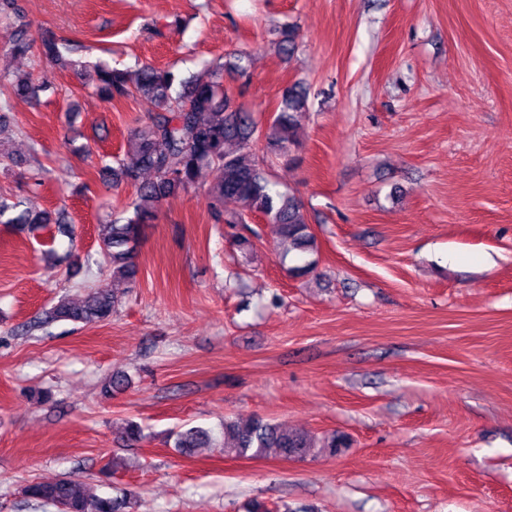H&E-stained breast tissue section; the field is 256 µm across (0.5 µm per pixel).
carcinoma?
Here are the masks:
<instances>
[{
	"mask_svg": "<svg viewBox=\"0 0 512 512\" xmlns=\"http://www.w3.org/2000/svg\"><path fill=\"white\" fill-rule=\"evenodd\" d=\"M10 54L36 56L68 63L72 44L51 33L38 37L28 34L24 25L12 27L8 37ZM224 67L200 73L181 74L146 63L136 70L95 68L98 93L108 101L140 96L153 104L149 122L138 128L128 142L126 156L113 164L102 163L104 181L118 187H134L128 208L129 217H119L97 225L102 267L112 280L129 289L136 285L138 269L135 252L144 227L158 219L163 200L192 188L204 169H213L217 179L207 197L211 218L217 224H243L253 214L262 215L278 228L282 245L301 255L315 250V237L294 196L274 189L266 169L247 160L256 144L264 142L266 153L287 159L299 143L298 116L305 108L307 91L299 84L288 87L282 105L265 128H260L251 113L231 109L223 80ZM47 86L36 82L32 72L0 70V90L4 93L37 96ZM151 172L152 179L143 175ZM233 199L240 210L224 215V200ZM59 217L39 208L29 197L0 195V224H56ZM118 306L113 292L89 289L74 302L66 297L51 309L50 319L91 325L111 320ZM174 448L189 453L208 447V430L190 427L175 431ZM224 452L239 458L262 457L270 453L291 458L329 452L345 447L342 436L320 440L306 432L282 429L259 418L224 419ZM24 496L57 512H134L135 492L124 490L112 497L96 493L88 484L77 483L67 475L51 481H31L23 487Z\"/></svg>",
	"mask_w": 512,
	"mask_h": 512,
	"instance_id": "carcinoma-1",
	"label": "carcinoma"
}]
</instances>
